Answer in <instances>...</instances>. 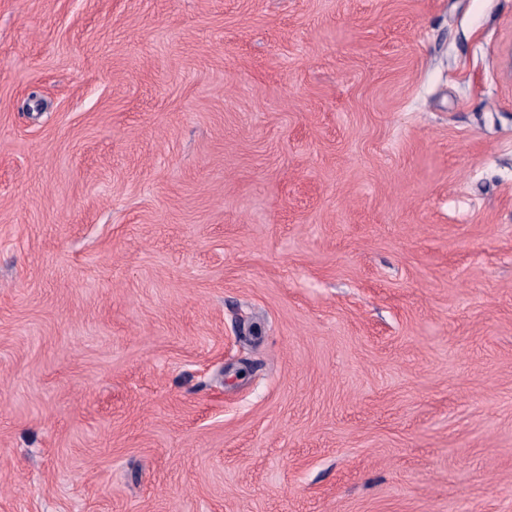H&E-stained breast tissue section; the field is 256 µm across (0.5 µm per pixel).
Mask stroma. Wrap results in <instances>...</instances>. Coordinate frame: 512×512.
<instances>
[{
    "label": "stroma",
    "instance_id": "1",
    "mask_svg": "<svg viewBox=\"0 0 512 512\" xmlns=\"http://www.w3.org/2000/svg\"><path fill=\"white\" fill-rule=\"evenodd\" d=\"M0 512H512V0H0Z\"/></svg>",
    "mask_w": 512,
    "mask_h": 512
}]
</instances>
